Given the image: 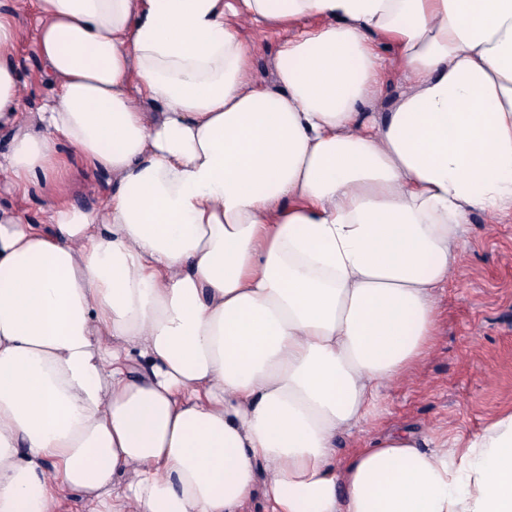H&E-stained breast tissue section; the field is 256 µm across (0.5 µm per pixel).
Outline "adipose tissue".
I'll return each instance as SVG.
<instances>
[{
  "instance_id": "1",
  "label": "adipose tissue",
  "mask_w": 512,
  "mask_h": 512,
  "mask_svg": "<svg viewBox=\"0 0 512 512\" xmlns=\"http://www.w3.org/2000/svg\"><path fill=\"white\" fill-rule=\"evenodd\" d=\"M245 22L289 34L277 89ZM385 48L413 86L370 119ZM1 126L16 192L107 193L0 206V512H512V411L337 452L435 347L471 215L512 213V0H13ZM17 63L26 86L22 88L25 92L22 101V112L29 115V112H37L39 105L52 93L51 88L41 80L40 70L33 49V41L27 38L17 53ZM104 182L90 183L77 174L72 184L71 199L80 207H100L104 201Z\"/></svg>"
}]
</instances>
